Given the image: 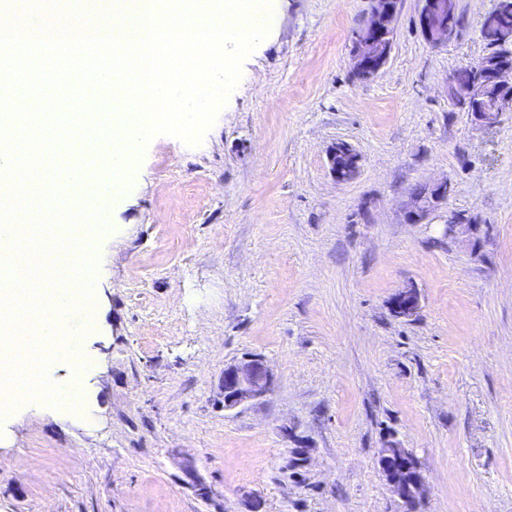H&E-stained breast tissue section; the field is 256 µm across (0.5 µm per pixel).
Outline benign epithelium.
<instances>
[{
    "instance_id": "1",
    "label": "benign epithelium",
    "mask_w": 512,
    "mask_h": 512,
    "mask_svg": "<svg viewBox=\"0 0 512 512\" xmlns=\"http://www.w3.org/2000/svg\"><path fill=\"white\" fill-rule=\"evenodd\" d=\"M398 0H372L367 22L356 32L350 48L353 73L361 80L373 79L390 58L394 43V21ZM455 13V0H423L419 27L424 39L432 46L448 42L449 26ZM449 99H467V111L482 126L495 125L505 104H512V67L491 59L482 61V70L470 94L460 87L457 75L448 79ZM359 153L347 145L334 144L327 150V163L338 183L346 182L348 171L361 167ZM421 196L409 193L404 203L405 219L419 224L432 212L442 209L448 201V182L436 181L424 185ZM420 308V294L410 284L393 299V309L400 317H411ZM275 375L264 358L246 354L224 365L222 389L224 409L232 410L241 404L258 400L274 387ZM378 466L396 494L407 505H412L420 493L424 478L416 458L403 448H383Z\"/></svg>"
}]
</instances>
